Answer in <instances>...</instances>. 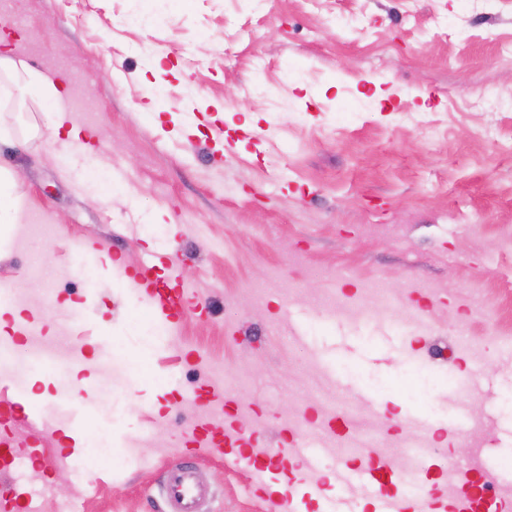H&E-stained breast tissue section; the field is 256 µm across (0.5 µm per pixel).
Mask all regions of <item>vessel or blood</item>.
<instances>
[{
  "instance_id": "obj_1",
  "label": "vessel or blood",
  "mask_w": 512,
  "mask_h": 512,
  "mask_svg": "<svg viewBox=\"0 0 512 512\" xmlns=\"http://www.w3.org/2000/svg\"><path fill=\"white\" fill-rule=\"evenodd\" d=\"M134 286L151 311L167 323L178 321L189 304L186 289L178 279L161 276L158 256L151 252L140 263ZM310 352L334 387L351 392L371 413L381 412L382 404L372 393L354 388L346 380L335 364L332 350L323 351L314 346ZM12 421L23 422L32 432L27 442L28 459L45 471H52L55 459L41 446L44 422L39 413L20 402L0 407V422ZM189 443L195 449L218 454L238 449L239 459L260 476L275 465L294 464L297 473L292 483L296 490L278 500V512H305L310 505L316 506L318 512H357L362 504L368 512H421L425 507L432 512H512V497L501 492L502 487L512 484V475H492L481 467L459 469L453 489L431 485L429 499L424 502L407 497L402 490L401 461L369 448L354 464H337L333 473L336 492L329 495L322 485L307 480L308 475L320 472L323 467V455L318 450L280 448L272 452L257 448L252 434L231 424L222 428L212 426L202 417L191 426ZM164 492L170 512H205L210 500L209 492L196 483L192 472L179 464L170 467Z\"/></svg>"
}]
</instances>
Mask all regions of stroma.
I'll return each mask as SVG.
<instances>
[{
  "label": "stroma",
  "instance_id": "obj_1",
  "mask_svg": "<svg viewBox=\"0 0 512 512\" xmlns=\"http://www.w3.org/2000/svg\"><path fill=\"white\" fill-rule=\"evenodd\" d=\"M6 57L62 78L73 127L91 152L53 135L51 103L0 94V144L23 209L44 229L0 231V286L20 294L1 317L0 352L17 361L0 395L40 410L44 447L83 457L98 422L123 419L118 467L57 468L27 458L0 496L32 512H168L163 480L179 461L198 395L238 404V424L269 450L289 435L410 453L397 412L420 413L441 455L502 471L512 459V351L483 366L490 400L456 384L487 325L512 339V0H0ZM212 116L193 129L195 113ZM124 169L101 181L100 169ZM100 243V254L89 253ZM174 254L181 283L207 302L173 333L129 285L144 252ZM367 285L392 295L367 327L332 314ZM425 309L402 336L390 318ZM339 348L338 366L384 404L371 415L324 382L291 340ZM66 353L32 367V340ZM237 375L224 385L206 371ZM165 404L155 412L153 400ZM466 403L467 433L454 403ZM493 421H486V413ZM346 422L333 431L327 422ZM211 487L208 512H274L234 457L189 458Z\"/></svg>",
  "mask_w": 512,
  "mask_h": 512
}]
</instances>
